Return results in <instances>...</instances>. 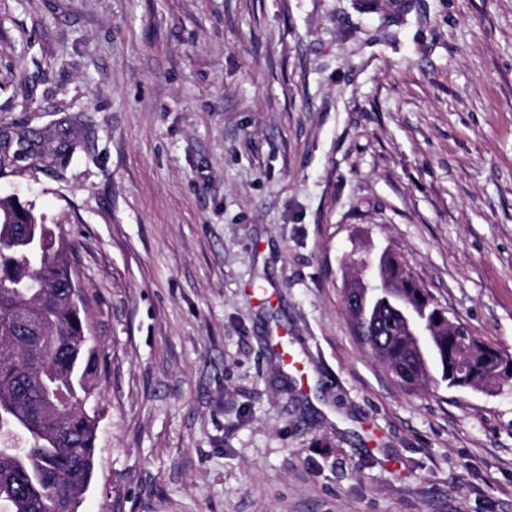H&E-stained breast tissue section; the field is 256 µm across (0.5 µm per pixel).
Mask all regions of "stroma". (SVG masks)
Returning <instances> with one entry per match:
<instances>
[{
    "label": "stroma",
    "mask_w": 512,
    "mask_h": 512,
    "mask_svg": "<svg viewBox=\"0 0 512 512\" xmlns=\"http://www.w3.org/2000/svg\"><path fill=\"white\" fill-rule=\"evenodd\" d=\"M0 0V198L98 350L79 512H512V385L409 392L345 261L512 354V0Z\"/></svg>",
    "instance_id": "35a3bbf8"
}]
</instances>
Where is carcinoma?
Segmentation results:
<instances>
[{"mask_svg": "<svg viewBox=\"0 0 512 512\" xmlns=\"http://www.w3.org/2000/svg\"><path fill=\"white\" fill-rule=\"evenodd\" d=\"M385 286L368 282L348 310L354 331L396 381L478 389L512 384V355L481 343L421 287L392 252ZM69 245L32 209L0 199V512H78L95 468L97 374L85 301L74 300ZM424 313L431 344L419 353L401 312Z\"/></svg>", "mask_w": 512, "mask_h": 512, "instance_id": "obj_1", "label": "carcinoma"}]
</instances>
